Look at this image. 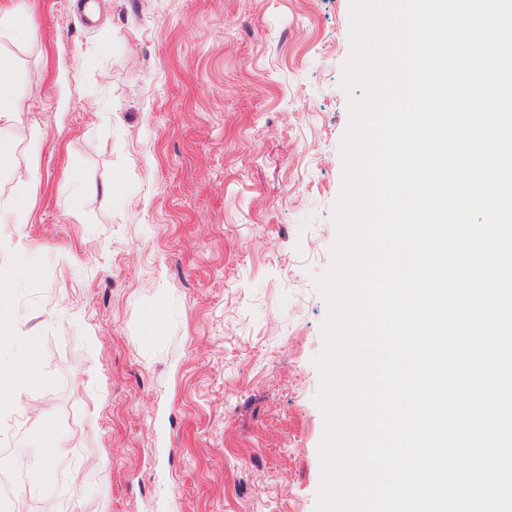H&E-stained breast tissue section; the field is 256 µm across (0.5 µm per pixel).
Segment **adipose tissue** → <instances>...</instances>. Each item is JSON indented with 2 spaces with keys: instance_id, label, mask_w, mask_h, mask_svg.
<instances>
[{
  "instance_id": "adipose-tissue-1",
  "label": "adipose tissue",
  "mask_w": 512,
  "mask_h": 512,
  "mask_svg": "<svg viewBox=\"0 0 512 512\" xmlns=\"http://www.w3.org/2000/svg\"><path fill=\"white\" fill-rule=\"evenodd\" d=\"M10 307L9 290L0 285V339L17 341L21 350L17 360L0 363L1 405L15 401L20 390L48 380V375L43 370L44 356L37 336L17 335L11 319ZM34 443L43 460V465L41 468L29 471L28 477L38 484L50 483L58 463L67 453L62 436L56 430L43 428L36 432Z\"/></svg>"
}]
</instances>
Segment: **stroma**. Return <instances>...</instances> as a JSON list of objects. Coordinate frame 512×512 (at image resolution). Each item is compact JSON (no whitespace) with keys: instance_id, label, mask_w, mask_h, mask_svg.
<instances>
[{"instance_id":"obj_1","label":"stroma","mask_w":512,"mask_h":512,"mask_svg":"<svg viewBox=\"0 0 512 512\" xmlns=\"http://www.w3.org/2000/svg\"><path fill=\"white\" fill-rule=\"evenodd\" d=\"M101 2L0 0V283L50 374L0 408V473L41 466L37 409L69 450L14 512H315L349 0ZM9 65L0 58V160L1 163L9 156L8 133L17 121L19 111L14 101L7 99Z\"/></svg>"}]
</instances>
